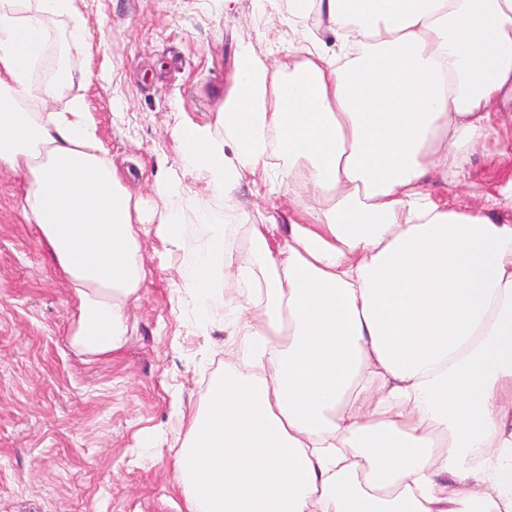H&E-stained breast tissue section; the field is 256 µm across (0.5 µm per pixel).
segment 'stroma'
<instances>
[{"instance_id":"1","label":"stroma","mask_w":512,"mask_h":512,"mask_svg":"<svg viewBox=\"0 0 512 512\" xmlns=\"http://www.w3.org/2000/svg\"><path fill=\"white\" fill-rule=\"evenodd\" d=\"M78 18H56L47 62L64 59L80 79L98 137L122 185L136 200L135 229L146 279L127 311L124 346L106 355L71 342L79 301L57 273L34 225L24 223L23 179L0 169V512H186L174 481L176 452L191 416L226 363L251 371L248 352L216 304L201 318L182 271L205 247V204L226 213V247L251 249L250 227L263 224L272 243L304 199L268 194L243 175L233 210L180 165L184 125L223 140L219 106L235 86L241 50L263 49L280 73L303 59L309 37L332 45L316 12L291 17L269 0H78ZM84 27L83 42L69 38ZM498 136H512V105L498 114ZM498 136L464 154L455 176L430 177L441 205L512 224V209L493 197L512 182V155ZM183 213L185 249L160 226L169 209Z\"/></svg>"}]
</instances>
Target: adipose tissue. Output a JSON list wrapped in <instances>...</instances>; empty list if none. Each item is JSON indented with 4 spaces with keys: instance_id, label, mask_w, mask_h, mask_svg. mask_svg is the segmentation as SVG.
<instances>
[{
    "instance_id": "ef3b65f1",
    "label": "adipose tissue",
    "mask_w": 512,
    "mask_h": 512,
    "mask_svg": "<svg viewBox=\"0 0 512 512\" xmlns=\"http://www.w3.org/2000/svg\"><path fill=\"white\" fill-rule=\"evenodd\" d=\"M336 50L282 76L244 50L224 139L183 126L184 167L233 209L242 173L310 196L283 245L211 225L186 277L212 310V258L257 370L225 367L174 462L187 512H512V224L425 190L495 132L512 98V0H312ZM77 0H0V169L79 299L72 341L119 350L146 270L134 207L68 70L39 82L49 21ZM233 154H226V146Z\"/></svg>"
}]
</instances>
